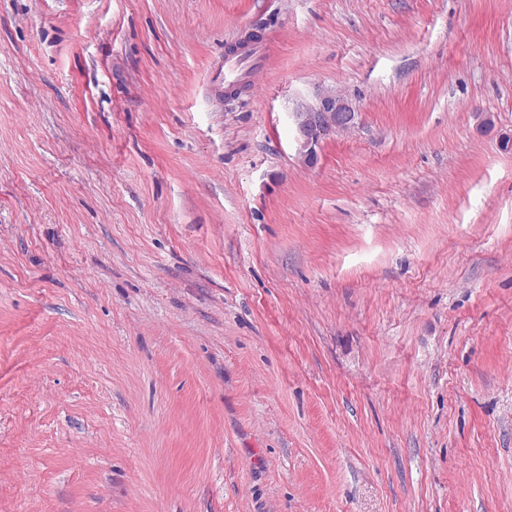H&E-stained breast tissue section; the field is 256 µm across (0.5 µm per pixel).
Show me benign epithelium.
I'll return each mask as SVG.
<instances>
[{
    "label": "benign epithelium",
    "instance_id": "obj_1",
    "mask_svg": "<svg viewBox=\"0 0 512 512\" xmlns=\"http://www.w3.org/2000/svg\"><path fill=\"white\" fill-rule=\"evenodd\" d=\"M357 108L331 89L322 90L313 106L293 112L299 150L308 162L316 157V146L332 131L346 130L355 124Z\"/></svg>",
    "mask_w": 512,
    "mask_h": 512
}]
</instances>
